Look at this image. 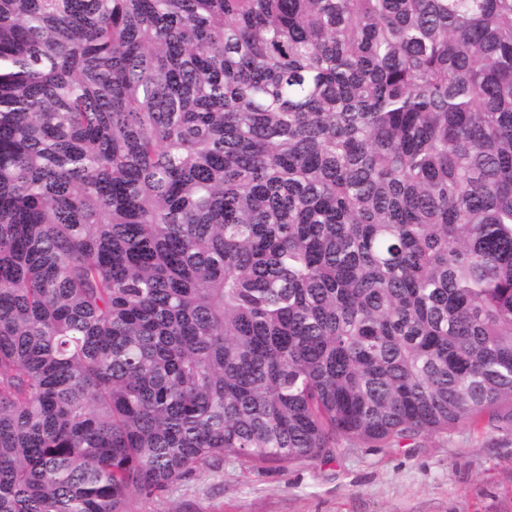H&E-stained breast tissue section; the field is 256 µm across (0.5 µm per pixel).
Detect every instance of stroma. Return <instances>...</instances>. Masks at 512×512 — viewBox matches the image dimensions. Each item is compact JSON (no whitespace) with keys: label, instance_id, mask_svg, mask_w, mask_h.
I'll return each mask as SVG.
<instances>
[{"label":"stroma","instance_id":"stroma-1","mask_svg":"<svg viewBox=\"0 0 512 512\" xmlns=\"http://www.w3.org/2000/svg\"><path fill=\"white\" fill-rule=\"evenodd\" d=\"M135 512H512V433L457 425L388 453L197 470Z\"/></svg>","mask_w":512,"mask_h":512}]
</instances>
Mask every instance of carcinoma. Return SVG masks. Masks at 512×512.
I'll use <instances>...</instances> for the list:
<instances>
[{"mask_svg": "<svg viewBox=\"0 0 512 512\" xmlns=\"http://www.w3.org/2000/svg\"><path fill=\"white\" fill-rule=\"evenodd\" d=\"M512 424V0H0V512Z\"/></svg>", "mask_w": 512, "mask_h": 512, "instance_id": "carcinoma-1", "label": "carcinoma"}]
</instances>
